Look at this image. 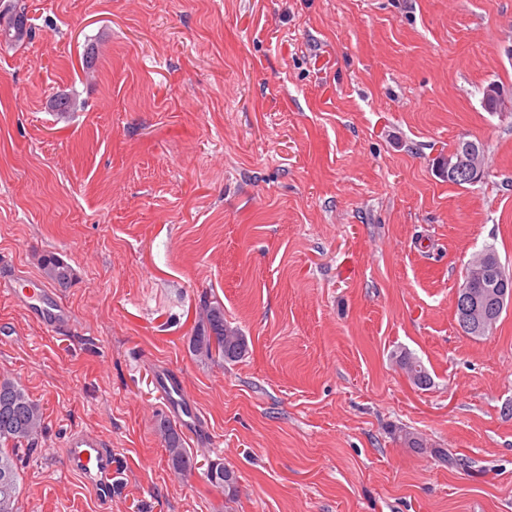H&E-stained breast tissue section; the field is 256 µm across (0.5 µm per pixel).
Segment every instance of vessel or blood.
<instances>
[{
  "instance_id": "b4317fda",
  "label": "vessel or blood",
  "mask_w": 512,
  "mask_h": 512,
  "mask_svg": "<svg viewBox=\"0 0 512 512\" xmlns=\"http://www.w3.org/2000/svg\"><path fill=\"white\" fill-rule=\"evenodd\" d=\"M0 295L8 297L41 327L53 333L70 331L74 316L70 307L39 278L17 271L8 264H0ZM157 387L168 407L177 418L191 417L182 382L168 374H159ZM68 469L89 482H98L112 466V457L104 443L84 432L73 433L64 445Z\"/></svg>"
}]
</instances>
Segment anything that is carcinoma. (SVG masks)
Masks as SVG:
<instances>
[{
	"mask_svg": "<svg viewBox=\"0 0 512 512\" xmlns=\"http://www.w3.org/2000/svg\"><path fill=\"white\" fill-rule=\"evenodd\" d=\"M0 37L21 47L32 38L22 0H10L0 7ZM40 268L46 280L59 289L72 286L75 270L54 253L40 258ZM188 350L196 358L210 362H233L248 353V342L242 333L224 324V305L218 300L203 299L199 305L197 324L188 339ZM394 358L410 382L421 389L431 384V377L421 361L407 350L395 352ZM44 413L39 403L10 378H0V447L13 448L38 442L44 429ZM161 436L173 472L185 476L195 468L193 456L184 448L181 434L169 423L160 426ZM210 483L229 493L236 491L237 475L222 462L212 461L207 467ZM19 487L15 464L11 456L0 451V512H19Z\"/></svg>",
	"mask_w": 512,
	"mask_h": 512,
	"instance_id": "carcinoma-1",
	"label": "carcinoma"
}]
</instances>
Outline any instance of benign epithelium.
I'll return each instance as SVG.
<instances>
[{
    "label": "benign epithelium",
    "mask_w": 512,
    "mask_h": 512,
    "mask_svg": "<svg viewBox=\"0 0 512 512\" xmlns=\"http://www.w3.org/2000/svg\"><path fill=\"white\" fill-rule=\"evenodd\" d=\"M490 103L496 105L500 112H512V98L505 95L496 84L488 85L483 95V104ZM444 170L450 176L466 171L475 178L485 173L483 158L479 155L477 147L470 142L466 143L459 153L448 158ZM493 262L494 258L491 256L482 252L475 254L467 263L463 282L456 291V296L461 299V318L481 332H486L493 327L490 314L481 306L482 300L487 295H494L497 304L501 307L512 305V290L508 289V284H497L492 288L484 287V284L490 282V269Z\"/></svg>",
    "instance_id": "benign-epithelium-1"
}]
</instances>
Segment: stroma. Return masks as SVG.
<instances>
[{
	"label": "stroma",
	"instance_id": "1",
	"mask_svg": "<svg viewBox=\"0 0 512 512\" xmlns=\"http://www.w3.org/2000/svg\"><path fill=\"white\" fill-rule=\"evenodd\" d=\"M23 2L31 42L0 41V259L76 278L63 336L0 297V377L45 417L21 512H512V308L480 338L455 317L474 253L512 273V112L482 104L512 91V0ZM462 138L486 174L459 186L438 161ZM204 297L243 360L190 355ZM163 370L197 409L186 477ZM75 431L111 445L108 494L67 469ZM40 268L44 278L60 290L70 288L75 280L73 267L56 254H44L40 258ZM394 358L414 386L424 389L431 384L427 369L413 353L401 349L395 352ZM161 436L168 453V462L173 472L186 476L195 468L193 456L184 448L181 434L170 423L163 422L160 426ZM207 476L213 486L224 488V492L227 491L230 494L236 491L237 475L223 462H210L207 467Z\"/></svg>",
	"mask_w": 512,
	"mask_h": 512
}]
</instances>
